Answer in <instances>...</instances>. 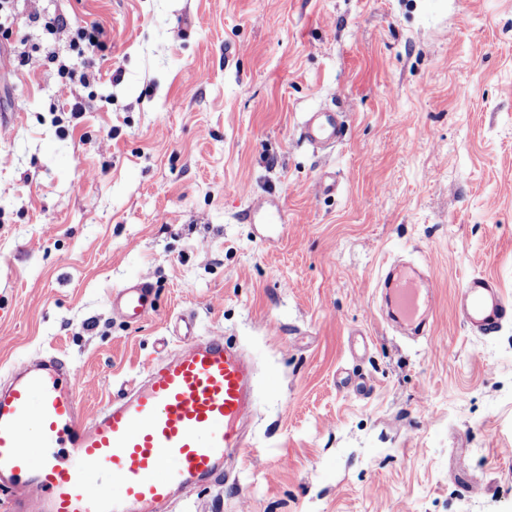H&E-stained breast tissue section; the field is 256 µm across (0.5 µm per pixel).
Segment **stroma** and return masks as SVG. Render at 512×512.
<instances>
[{
	"mask_svg": "<svg viewBox=\"0 0 512 512\" xmlns=\"http://www.w3.org/2000/svg\"><path fill=\"white\" fill-rule=\"evenodd\" d=\"M333 105L346 134L313 151L299 124ZM396 262L433 275L438 343L383 319ZM474 273L512 299V0L0 6V379L54 353L96 410L186 329L253 357L248 452L169 512H512V320L455 317ZM138 278L129 324L112 295ZM103 30L96 24L78 29L72 39V46L77 48L79 54L87 60L86 72L81 77L84 84L90 83L96 76L95 60L98 52L103 48ZM151 295L152 285L145 279L130 282L112 297V311L129 321L144 319L153 309Z\"/></svg>",
	"mask_w": 512,
	"mask_h": 512,
	"instance_id": "stroma-1",
	"label": "stroma"
}]
</instances>
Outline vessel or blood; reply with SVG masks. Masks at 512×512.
<instances>
[{
    "label": "vessel or blood",
    "instance_id": "vessel-or-blood-1",
    "mask_svg": "<svg viewBox=\"0 0 512 512\" xmlns=\"http://www.w3.org/2000/svg\"><path fill=\"white\" fill-rule=\"evenodd\" d=\"M343 113H306L300 139L322 150L340 143ZM388 316L433 341L437 289L411 266L378 282ZM143 279L118 289L112 309L136 321L153 308ZM455 312L490 336L512 318V301L487 274L467 276ZM253 370L223 337L190 338L171 357L95 412L78 397L80 376L65 360L41 354L13 365L0 385V491L12 512H165L180 490L206 479L224 481V461L244 446L252 412ZM101 488L90 490L89 475Z\"/></svg>",
    "mask_w": 512,
    "mask_h": 512
}]
</instances>
